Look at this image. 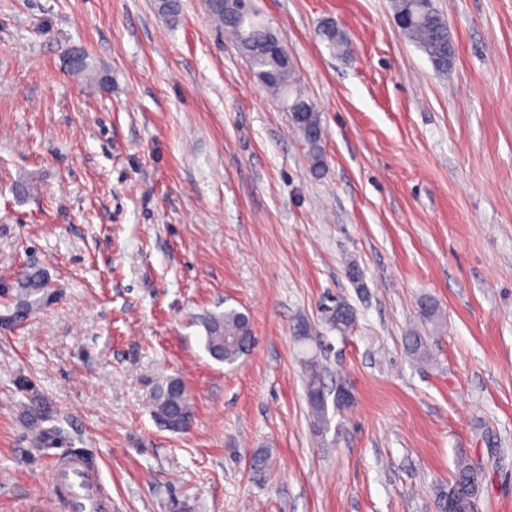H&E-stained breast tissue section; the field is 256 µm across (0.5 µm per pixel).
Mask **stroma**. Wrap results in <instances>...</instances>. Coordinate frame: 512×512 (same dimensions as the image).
I'll return each instance as SVG.
<instances>
[{
	"label": "stroma",
	"mask_w": 512,
	"mask_h": 512,
	"mask_svg": "<svg viewBox=\"0 0 512 512\" xmlns=\"http://www.w3.org/2000/svg\"><path fill=\"white\" fill-rule=\"evenodd\" d=\"M434 3L445 75L391 0H253L322 114L316 176L204 0H0V316L21 271L50 284L0 325V512H53L71 448L112 512H435L462 454L479 512H512V0ZM327 20L347 56L319 39ZM74 49L107 87L70 69ZM329 292L358 327L323 335L326 386L352 403L320 431L294 327ZM424 296L444 323L419 365L404 336ZM228 307L256 336L233 367L198 323ZM169 377L192 398L184 433L150 412Z\"/></svg>",
	"instance_id": "stroma-1"
}]
</instances>
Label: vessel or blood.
<instances>
[{"label": "vessel or blood", "instance_id": "1", "mask_svg": "<svg viewBox=\"0 0 512 512\" xmlns=\"http://www.w3.org/2000/svg\"><path fill=\"white\" fill-rule=\"evenodd\" d=\"M48 487L64 512H112L102 473L84 455L63 454L48 474Z\"/></svg>", "mask_w": 512, "mask_h": 512}]
</instances>
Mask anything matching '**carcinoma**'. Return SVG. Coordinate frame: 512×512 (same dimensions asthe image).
Returning <instances> with one entry per match:
<instances>
[{
	"label": "carcinoma",
	"mask_w": 512,
	"mask_h": 512,
	"mask_svg": "<svg viewBox=\"0 0 512 512\" xmlns=\"http://www.w3.org/2000/svg\"><path fill=\"white\" fill-rule=\"evenodd\" d=\"M207 12L216 25L232 37L246 55L261 85L272 95L281 98L290 112L293 127L306 146L311 171L321 174L325 166V128L316 104L306 97L296 85L294 67L288 52L277 49L281 40L259 15L248 0H206ZM393 16L401 31L416 47L423 51L440 74L448 73L455 55V46L448 24L435 9L433 0H393ZM318 36L327 47L338 55L349 49L347 33L334 21L324 23ZM47 280L40 270L24 271L16 283L14 306L25 310L36 309L46 295ZM421 327L410 330L405 336L407 353L417 361L430 357L428 336L423 330L438 328L441 312L430 297L419 302ZM355 308L342 296L336 297V312L322 325L339 336L351 335L357 325ZM204 346L215 360L229 366L247 354L255 344L250 319L244 313L228 308L209 314L203 321ZM301 371L305 395L314 426H328V396L324 394L323 367L320 357L311 350L300 352ZM153 416L165 428L182 432L193 420V406L183 381L168 378L157 384L150 400ZM268 454L261 451L251 462L253 478L266 480ZM483 474L466 456H460L455 471L448 482L441 485L435 495L437 512H445L448 501H453L454 512H478L479 493Z\"/></svg>",
	"instance_id": "carcinoma-1"
}]
</instances>
